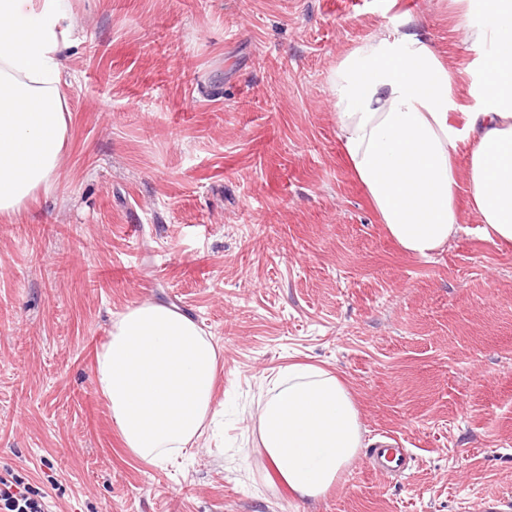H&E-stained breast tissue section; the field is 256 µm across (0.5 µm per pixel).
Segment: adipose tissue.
I'll list each match as a JSON object with an SVG mask.
<instances>
[{"instance_id":"ef3b65f1","label":"adipose tissue","mask_w":512,"mask_h":512,"mask_svg":"<svg viewBox=\"0 0 512 512\" xmlns=\"http://www.w3.org/2000/svg\"><path fill=\"white\" fill-rule=\"evenodd\" d=\"M469 29L490 43L484 108L451 117L457 84L413 20L377 29L339 61L330 93L337 137L391 237L428 256L459 229L453 162L468 158L470 207L495 242L512 244V0H480ZM68 0H0V217L18 214L61 177L69 114L63 58L73 43ZM219 349L190 317L133 304L112 321L96 391L136 457L158 465L195 447L215 415ZM362 444L358 413L333 373L292 365L258 415V447L302 500L322 497Z\"/></svg>"}]
</instances>
